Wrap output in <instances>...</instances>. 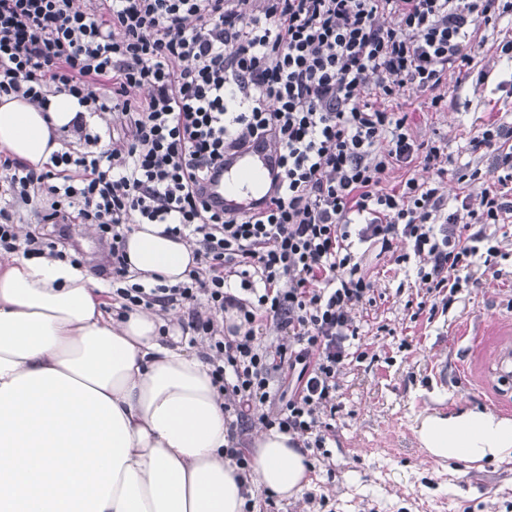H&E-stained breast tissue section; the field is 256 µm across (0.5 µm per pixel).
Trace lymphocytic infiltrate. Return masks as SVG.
Returning <instances> with one entry per match:
<instances>
[{
  "label": "lymphocytic infiltrate",
  "mask_w": 512,
  "mask_h": 512,
  "mask_svg": "<svg viewBox=\"0 0 512 512\" xmlns=\"http://www.w3.org/2000/svg\"><path fill=\"white\" fill-rule=\"evenodd\" d=\"M507 18L512 0H0V96L44 111L65 93L112 116L101 132L76 115L75 142L42 169L0 156V252L61 259L66 225L90 226L121 311L185 310L224 400L227 455L248 468L236 440L256 425L324 447L357 315L375 302L360 245L415 262L432 315L505 274L512 123L488 116L469 140L490 169L457 165L444 140L415 136L397 95L451 105L478 31ZM254 143L277 157L266 207L212 209L213 170ZM451 179L480 191L448 198ZM18 203L46 204L45 230L16 224ZM135 224L187 240L185 281L136 280Z\"/></svg>",
  "instance_id": "1"
}]
</instances>
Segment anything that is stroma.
Returning <instances> with one entry per match:
<instances>
[{"mask_svg": "<svg viewBox=\"0 0 512 512\" xmlns=\"http://www.w3.org/2000/svg\"><path fill=\"white\" fill-rule=\"evenodd\" d=\"M474 70L489 73L480 88L463 84L452 107L414 115L422 140L444 138L460 164L478 163L463 146L480 117L512 114V87L493 42L476 48ZM376 302L358 339L367 359L340 378L328 455L312 454L306 494L257 505L271 512H512V463L443 462L416 438L421 415L484 410L512 403V387L495 373L500 351L512 349V281L483 276L443 314L412 318L407 302L425 292L387 257L368 253ZM479 344H472V337Z\"/></svg>", "mask_w": 512, "mask_h": 512, "instance_id": "1", "label": "stroma"}]
</instances>
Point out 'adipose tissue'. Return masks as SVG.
<instances>
[{"mask_svg":"<svg viewBox=\"0 0 512 512\" xmlns=\"http://www.w3.org/2000/svg\"><path fill=\"white\" fill-rule=\"evenodd\" d=\"M79 110L64 93L45 112L0 97V150L43 166ZM126 250L149 283L177 284L195 264L161 224L133 225ZM162 327L146 310L107 311L68 261L0 259V512H245L257 492L288 499L310 484L274 429L255 432L241 482L210 365ZM416 435L439 460L512 462V420L491 412H434Z\"/></svg>","mask_w":512,"mask_h":512,"instance_id":"adipose-tissue-1","label":"adipose tissue"}]
</instances>
